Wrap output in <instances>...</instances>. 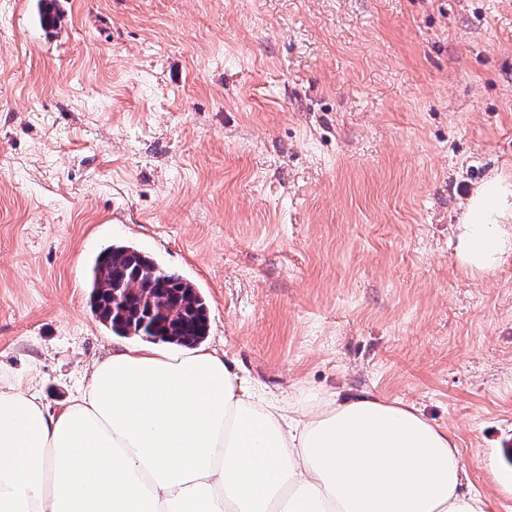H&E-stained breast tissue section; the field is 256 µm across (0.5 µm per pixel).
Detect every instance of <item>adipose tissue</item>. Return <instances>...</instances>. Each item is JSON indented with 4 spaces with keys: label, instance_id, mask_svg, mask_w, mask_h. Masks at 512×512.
Segmentation results:
<instances>
[{
    "label": "adipose tissue",
    "instance_id": "ef3b65f1",
    "mask_svg": "<svg viewBox=\"0 0 512 512\" xmlns=\"http://www.w3.org/2000/svg\"><path fill=\"white\" fill-rule=\"evenodd\" d=\"M512 183L463 204L471 264L489 269ZM447 430L415 407L262 395L223 355L116 348L62 410L0 382V512H488L463 488Z\"/></svg>",
    "mask_w": 512,
    "mask_h": 512
}]
</instances>
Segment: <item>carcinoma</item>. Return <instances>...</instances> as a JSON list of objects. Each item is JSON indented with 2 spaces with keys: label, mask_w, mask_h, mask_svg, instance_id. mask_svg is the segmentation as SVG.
I'll return each instance as SVG.
<instances>
[{
  "label": "carcinoma",
  "mask_w": 512,
  "mask_h": 512,
  "mask_svg": "<svg viewBox=\"0 0 512 512\" xmlns=\"http://www.w3.org/2000/svg\"><path fill=\"white\" fill-rule=\"evenodd\" d=\"M91 288L93 313L116 336L188 348L207 336L208 307L194 285L131 246L113 244L97 257ZM114 288L124 289L122 309H112Z\"/></svg>",
  "instance_id": "carcinoma-1"
}]
</instances>
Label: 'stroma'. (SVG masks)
Instances as JSON below:
<instances>
[{"mask_svg": "<svg viewBox=\"0 0 512 512\" xmlns=\"http://www.w3.org/2000/svg\"><path fill=\"white\" fill-rule=\"evenodd\" d=\"M57 3L0 0V380L68 404L127 244L239 374L415 406L512 512V248L468 264L460 207L512 180V0Z\"/></svg>", "mask_w": 512, "mask_h": 512, "instance_id": "35a3bbf8", "label": "stroma"}]
</instances>
